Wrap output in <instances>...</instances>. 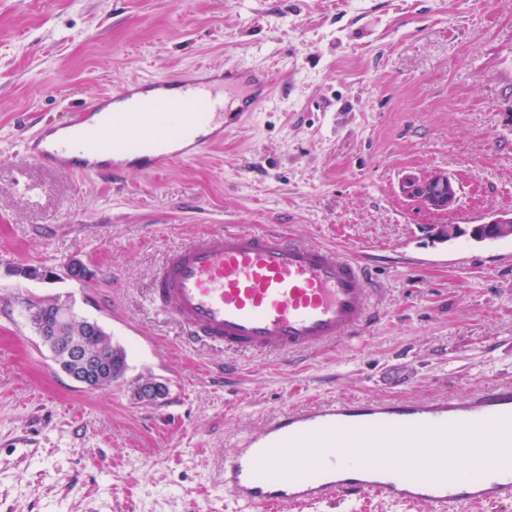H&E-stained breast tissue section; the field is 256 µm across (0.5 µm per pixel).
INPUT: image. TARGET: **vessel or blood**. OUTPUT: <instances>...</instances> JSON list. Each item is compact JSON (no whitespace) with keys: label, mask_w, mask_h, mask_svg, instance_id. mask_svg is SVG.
<instances>
[{"label":"vessel or blood","mask_w":512,"mask_h":512,"mask_svg":"<svg viewBox=\"0 0 512 512\" xmlns=\"http://www.w3.org/2000/svg\"><path fill=\"white\" fill-rule=\"evenodd\" d=\"M247 79L244 112L273 84L254 69L127 82L20 137L46 167L86 177L134 169L159 173L224 139L222 85ZM105 114L104 122L94 117ZM370 269L345 250L277 231L202 232L171 251L151 288L156 307L187 343L233 355L314 352L361 335L374 320ZM478 455L475 477L449 473V449ZM413 453L400 469L396 453ZM224 492L242 512L332 504L374 496L428 512L512 503V380L467 396L335 399L291 408L239 439L224 460Z\"/></svg>","instance_id":"b4317fda"}]
</instances>
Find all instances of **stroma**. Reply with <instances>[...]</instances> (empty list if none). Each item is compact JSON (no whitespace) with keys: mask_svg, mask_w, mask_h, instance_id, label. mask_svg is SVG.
<instances>
[{"mask_svg":"<svg viewBox=\"0 0 512 512\" xmlns=\"http://www.w3.org/2000/svg\"><path fill=\"white\" fill-rule=\"evenodd\" d=\"M198 64L269 68L279 87L189 162L79 178L18 143ZM434 170L459 185L452 213L405 193ZM510 209L512 0H0V512H240L224 458L289 407L512 379V238L469 236ZM230 224L367 261L380 320L291 357L182 344L152 278ZM446 224L461 236L441 238ZM75 261L83 278L65 274ZM23 265L53 276L14 275ZM53 301L125 349L123 379L88 390L59 370L26 312ZM147 376L164 399H136Z\"/></svg>","mask_w":512,"mask_h":512,"instance_id":"1","label":"stroma"}]
</instances>
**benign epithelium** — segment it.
<instances>
[{
  "label": "benign epithelium",
  "instance_id": "obj_1",
  "mask_svg": "<svg viewBox=\"0 0 512 512\" xmlns=\"http://www.w3.org/2000/svg\"><path fill=\"white\" fill-rule=\"evenodd\" d=\"M407 194L428 209L441 213L454 210L458 203L456 182L443 172L411 179ZM476 229L511 237L512 211L490 214L485 222L476 225ZM30 322L42 338L50 340L57 365L69 378L88 389L112 386L111 362L102 357L91 360L82 342V337L90 336L98 341V346L108 345L109 338L97 322L78 317L70 304L58 301L32 313ZM166 393V386L152 378H144L134 387L136 398L146 403L161 400Z\"/></svg>",
  "mask_w": 512,
  "mask_h": 512
}]
</instances>
